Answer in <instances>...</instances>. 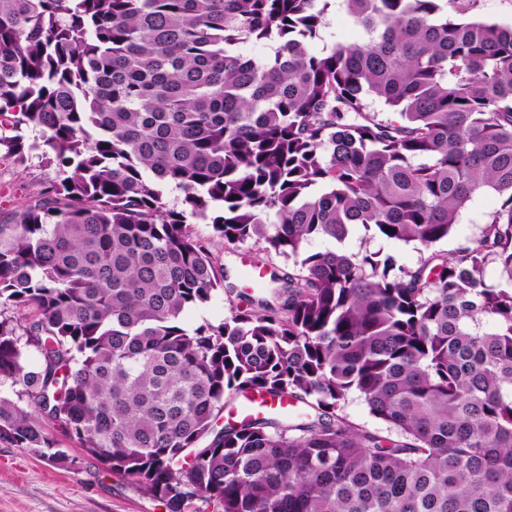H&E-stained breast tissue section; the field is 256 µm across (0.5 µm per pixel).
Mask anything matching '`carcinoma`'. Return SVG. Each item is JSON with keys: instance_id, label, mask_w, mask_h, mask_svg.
<instances>
[{"instance_id": "1", "label": "carcinoma", "mask_w": 512, "mask_h": 512, "mask_svg": "<svg viewBox=\"0 0 512 512\" xmlns=\"http://www.w3.org/2000/svg\"><path fill=\"white\" fill-rule=\"evenodd\" d=\"M343 2L363 39L319 55L327 0H0V147L37 129L55 170L0 224V306L34 310L0 320V441L64 466L57 422L166 512H512V25ZM356 226L420 264L305 250ZM252 241L298 267L278 306L224 284L211 245ZM234 394L315 415L223 423ZM499 205L496 197L481 195L476 197L463 212L459 224H456L448 239L433 248L441 254L451 255L465 241L478 237L488 215ZM228 295L223 291H218L206 305L194 308L188 311L182 318L184 326L188 329L196 327L203 322L218 324L224 321V317L229 314L227 303ZM342 414L346 416L348 421L357 426L376 430L382 434L387 433L385 425L370 416L366 406L356 395L349 397Z\"/></svg>"}]
</instances>
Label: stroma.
<instances>
[{"label": "stroma", "mask_w": 512, "mask_h": 512, "mask_svg": "<svg viewBox=\"0 0 512 512\" xmlns=\"http://www.w3.org/2000/svg\"><path fill=\"white\" fill-rule=\"evenodd\" d=\"M361 32L347 15L341 0H329L318 39L311 52L323 54L339 42L359 40ZM55 172L40 151H32L25 165L0 157V222L29 203ZM499 205L496 197H476L464 211L448 239L436 251L453 254L465 241L478 237L491 212ZM347 252L383 250L396 256L406 268L416 267L421 254L413 244L371 237L364 228H354L344 243ZM213 253L230 283L257 298L270 297L272 275L295 273L288 258L246 243L234 249L214 247ZM45 429L70 455V465L52 464L25 448L0 442V512H164L163 507L135 485L117 476L97 458L80 448L62 429L46 423Z\"/></svg>", "instance_id": "35a3bbf8"}]
</instances>
